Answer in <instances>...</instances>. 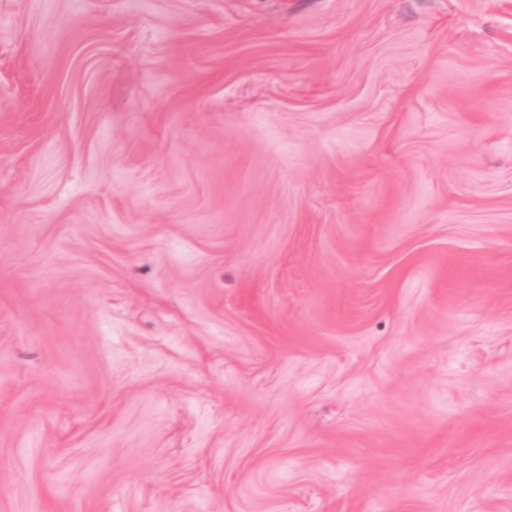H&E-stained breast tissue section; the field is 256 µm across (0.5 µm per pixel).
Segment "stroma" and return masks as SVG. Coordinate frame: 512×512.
Returning <instances> with one entry per match:
<instances>
[{"label":"stroma","mask_w":512,"mask_h":512,"mask_svg":"<svg viewBox=\"0 0 512 512\" xmlns=\"http://www.w3.org/2000/svg\"><path fill=\"white\" fill-rule=\"evenodd\" d=\"M0 512H512V0H0Z\"/></svg>","instance_id":"obj_1"}]
</instances>
